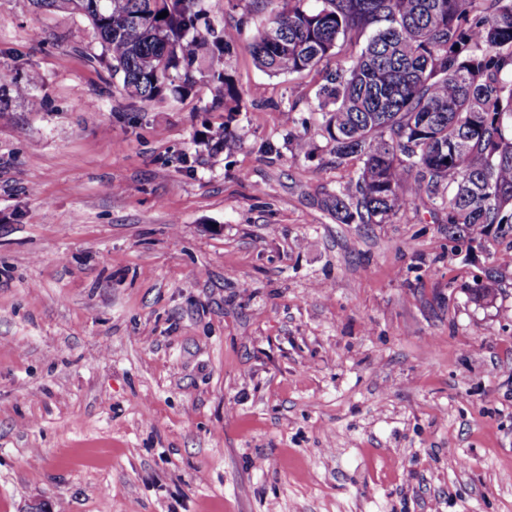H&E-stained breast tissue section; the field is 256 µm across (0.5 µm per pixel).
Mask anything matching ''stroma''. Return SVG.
Instances as JSON below:
<instances>
[{
  "instance_id": "1",
  "label": "stroma",
  "mask_w": 512,
  "mask_h": 512,
  "mask_svg": "<svg viewBox=\"0 0 512 512\" xmlns=\"http://www.w3.org/2000/svg\"><path fill=\"white\" fill-rule=\"evenodd\" d=\"M282 5L202 0L241 34L228 123L207 80L141 105L84 16L0 0V512H512V275L476 303L487 254L426 208L323 209L358 168L290 152L312 79L250 51Z\"/></svg>"
}]
</instances>
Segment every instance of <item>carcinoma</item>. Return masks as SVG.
<instances>
[{
  "instance_id": "1",
  "label": "carcinoma",
  "mask_w": 512,
  "mask_h": 512,
  "mask_svg": "<svg viewBox=\"0 0 512 512\" xmlns=\"http://www.w3.org/2000/svg\"><path fill=\"white\" fill-rule=\"evenodd\" d=\"M34 2L84 14L131 99L182 96L208 79L232 136L241 94L220 64L235 34L211 24L201 0ZM283 2L251 44L255 64L319 72L316 134L336 164H359L323 208L341 224H387L428 205L467 254L491 252L471 293L492 302L512 268V0ZM329 58L336 67L318 70Z\"/></svg>"
}]
</instances>
